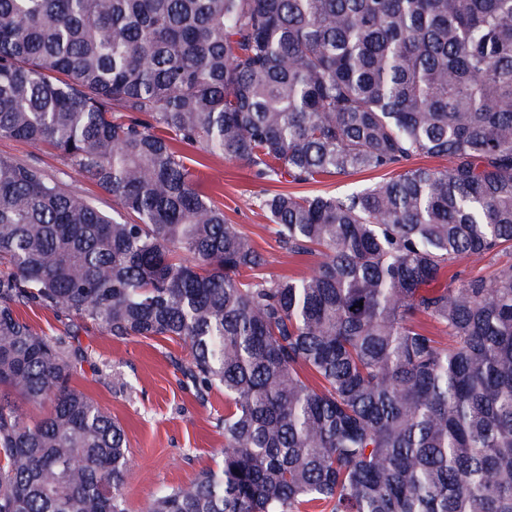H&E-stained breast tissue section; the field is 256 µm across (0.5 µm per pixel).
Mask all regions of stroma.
Here are the masks:
<instances>
[{"instance_id":"stroma-1","label":"stroma","mask_w":512,"mask_h":512,"mask_svg":"<svg viewBox=\"0 0 512 512\" xmlns=\"http://www.w3.org/2000/svg\"><path fill=\"white\" fill-rule=\"evenodd\" d=\"M182 153L201 180V188L224 209L228 222L240 225L261 251L265 277H301L317 262L309 255L285 250L259 207L264 193L288 191L345 193L352 185L381 180L378 172H362L347 178L329 177L322 183L299 185L255 178L247 165L229 162L200 149L186 146ZM0 155L39 163L70 191L112 210L111 194L89 182L46 147L0 138ZM23 317L49 335L70 331L72 342L89 356L92 365L77 376L78 388L86 391L123 426L130 447V471L124 487L129 512H142L147 501L163 486L186 483L199 473L216 468L224 435L217 428L224 415V392L213 390L199 400L191 383L177 368L186 357L184 348L161 339L118 340L97 326L66 319L46 309H23ZM127 381L120 391L118 381Z\"/></svg>"}]
</instances>
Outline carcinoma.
I'll use <instances>...</instances> for the list:
<instances>
[{"label":"carcinoma","instance_id":"1","mask_svg":"<svg viewBox=\"0 0 512 512\" xmlns=\"http://www.w3.org/2000/svg\"><path fill=\"white\" fill-rule=\"evenodd\" d=\"M2 137L118 210L0 156V512H127L124 429L31 306L183 344L224 390L221 464L143 512H512V0H0ZM183 146L392 176L264 194L319 261L245 279L266 259ZM0 155L20 161H35L62 182L68 190L86 196L108 212H112V208L116 207L111 194L89 182L78 171L68 166L55 151L47 147H34L23 141L0 138Z\"/></svg>","mask_w":512,"mask_h":512}]
</instances>
